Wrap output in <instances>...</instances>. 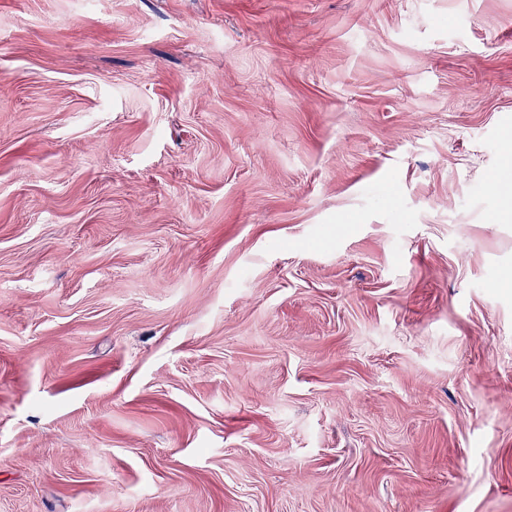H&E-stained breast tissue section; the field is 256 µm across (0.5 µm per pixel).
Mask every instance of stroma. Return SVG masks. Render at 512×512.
I'll return each instance as SVG.
<instances>
[{"mask_svg":"<svg viewBox=\"0 0 512 512\" xmlns=\"http://www.w3.org/2000/svg\"><path fill=\"white\" fill-rule=\"evenodd\" d=\"M512 0H0V512H512Z\"/></svg>","mask_w":512,"mask_h":512,"instance_id":"1","label":"stroma"}]
</instances>
